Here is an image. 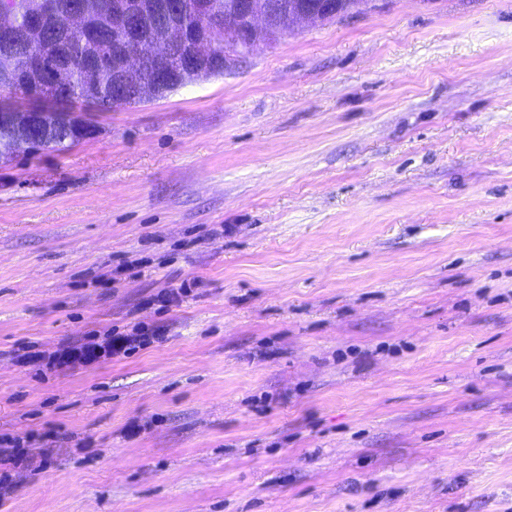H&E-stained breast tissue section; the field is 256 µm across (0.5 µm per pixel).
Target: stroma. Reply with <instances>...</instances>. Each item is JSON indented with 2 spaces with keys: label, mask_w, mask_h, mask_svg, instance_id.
Returning a JSON list of instances; mask_svg holds the SVG:
<instances>
[{
  "label": "stroma",
  "mask_w": 512,
  "mask_h": 512,
  "mask_svg": "<svg viewBox=\"0 0 512 512\" xmlns=\"http://www.w3.org/2000/svg\"><path fill=\"white\" fill-rule=\"evenodd\" d=\"M91 118L0 160V512H512V0H371ZM115 327L165 339L17 361ZM160 333H149L142 329L134 334H123L112 330L100 342L83 340L66 342L49 355L25 352L18 355V362L24 365L40 363L46 370L63 371L91 366L106 358H121L127 356L139 347H145L154 341L162 340Z\"/></svg>",
  "instance_id": "stroma-1"
}]
</instances>
